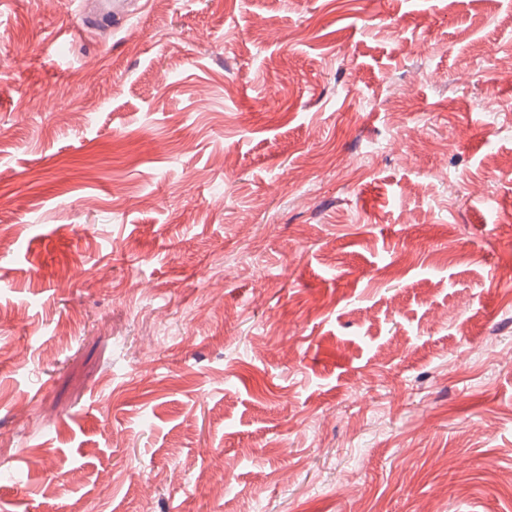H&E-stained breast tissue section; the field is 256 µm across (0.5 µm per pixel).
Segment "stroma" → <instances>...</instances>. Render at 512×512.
Wrapping results in <instances>:
<instances>
[{"label":"stroma","mask_w":512,"mask_h":512,"mask_svg":"<svg viewBox=\"0 0 512 512\" xmlns=\"http://www.w3.org/2000/svg\"><path fill=\"white\" fill-rule=\"evenodd\" d=\"M144 2L0 0V512H512V0ZM79 3H96L100 8L94 14L80 10L81 26L95 24L103 27L117 28L123 24L134 11L140 10L142 4L133 0H80Z\"/></svg>","instance_id":"1"}]
</instances>
